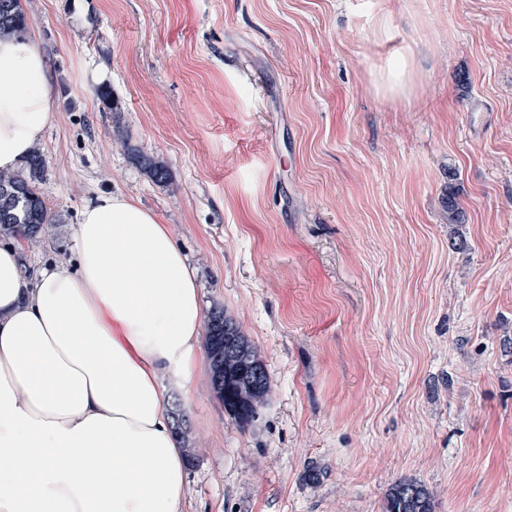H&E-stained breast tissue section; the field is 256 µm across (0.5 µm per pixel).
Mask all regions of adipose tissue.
Here are the masks:
<instances>
[{
  "label": "adipose tissue",
  "mask_w": 512,
  "mask_h": 512,
  "mask_svg": "<svg viewBox=\"0 0 512 512\" xmlns=\"http://www.w3.org/2000/svg\"><path fill=\"white\" fill-rule=\"evenodd\" d=\"M54 116L32 39L0 34V170ZM0 245V512H179L186 484L162 376L204 358L196 278L167 225L111 193L84 208L73 265Z\"/></svg>",
  "instance_id": "1"
}]
</instances>
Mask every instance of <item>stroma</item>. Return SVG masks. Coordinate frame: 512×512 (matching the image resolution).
Returning <instances> with one entry per match:
<instances>
[{"label":"stroma","mask_w":512,"mask_h":512,"mask_svg":"<svg viewBox=\"0 0 512 512\" xmlns=\"http://www.w3.org/2000/svg\"><path fill=\"white\" fill-rule=\"evenodd\" d=\"M21 7L55 101L37 184L54 222L25 265L72 257L97 195L129 197L267 372L247 427L209 366L169 384L183 512H384L402 480L433 512H512V0ZM400 59L403 97L379 87Z\"/></svg>","instance_id":"35a3bbf8"}]
</instances>
